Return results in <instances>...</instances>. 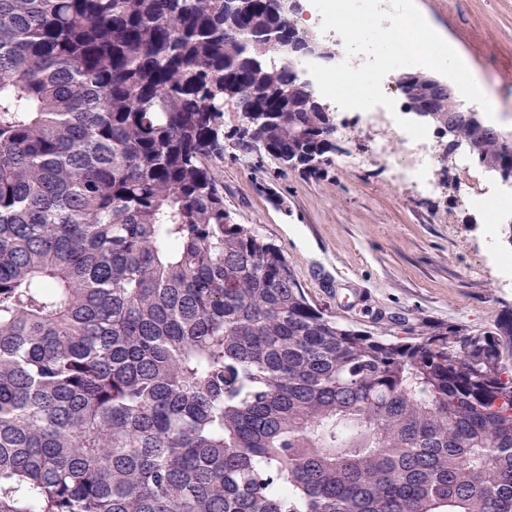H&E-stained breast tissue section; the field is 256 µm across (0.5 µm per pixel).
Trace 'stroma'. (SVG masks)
I'll return each instance as SVG.
<instances>
[{
  "instance_id": "stroma-1",
  "label": "stroma",
  "mask_w": 512,
  "mask_h": 512,
  "mask_svg": "<svg viewBox=\"0 0 512 512\" xmlns=\"http://www.w3.org/2000/svg\"><path fill=\"white\" fill-rule=\"evenodd\" d=\"M429 25L459 54L475 80L489 81L501 107L495 123L512 129V0H415ZM343 151L363 164L338 163L309 175L280 172L267 158L225 154L218 164L224 202L239 223L285 255L317 307L362 330L406 338L418 323L488 329L512 313L503 258L512 209L495 225L455 203L447 169L436 189L408 184L370 158L386 129L344 128Z\"/></svg>"
}]
</instances>
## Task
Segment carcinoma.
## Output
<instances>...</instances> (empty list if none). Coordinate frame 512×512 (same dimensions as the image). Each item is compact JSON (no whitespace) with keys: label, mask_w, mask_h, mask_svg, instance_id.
<instances>
[{"label":"carcinoma","mask_w":512,"mask_h":512,"mask_svg":"<svg viewBox=\"0 0 512 512\" xmlns=\"http://www.w3.org/2000/svg\"><path fill=\"white\" fill-rule=\"evenodd\" d=\"M226 2L0 0V512H512V316L355 329L224 204L226 99L336 154L291 0Z\"/></svg>","instance_id":"obj_1"}]
</instances>
